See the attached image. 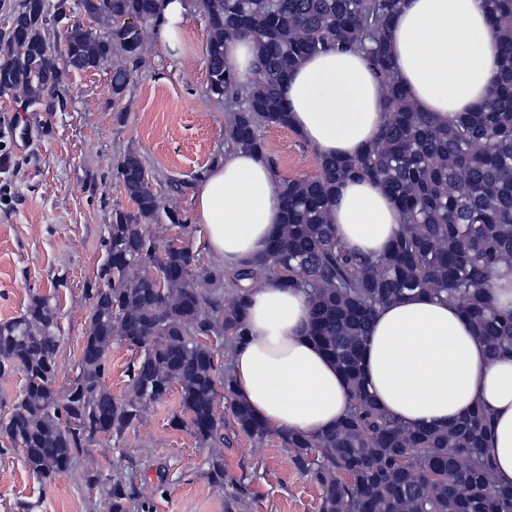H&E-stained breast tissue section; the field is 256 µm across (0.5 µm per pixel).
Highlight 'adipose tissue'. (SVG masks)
<instances>
[{
  "mask_svg": "<svg viewBox=\"0 0 512 512\" xmlns=\"http://www.w3.org/2000/svg\"><path fill=\"white\" fill-rule=\"evenodd\" d=\"M388 46L418 111L444 122L485 100L496 66L485 0H401ZM279 93L291 129L325 157L358 154L383 125V87L356 54L308 58ZM193 203L211 252L230 269L280 229L272 173L255 152L219 155L199 179ZM328 218L348 248L370 257L385 254L401 228L394 199L369 180L339 185ZM310 322L303 289L272 279L249 295L246 335L232 355L234 396L267 430L319 433L348 410L346 381L310 339ZM362 369L377 405L414 428L487 410L495 479L512 486V357L490 359L456 304L411 293L381 309Z\"/></svg>",
  "mask_w": 512,
  "mask_h": 512,
  "instance_id": "ef3b65f1",
  "label": "adipose tissue"
}]
</instances>
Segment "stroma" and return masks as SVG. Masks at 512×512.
<instances>
[{
	"instance_id": "stroma-1",
	"label": "stroma",
	"mask_w": 512,
	"mask_h": 512,
	"mask_svg": "<svg viewBox=\"0 0 512 512\" xmlns=\"http://www.w3.org/2000/svg\"><path fill=\"white\" fill-rule=\"evenodd\" d=\"M205 21L186 12L184 53L170 56L155 30L143 39V62L121 100H113L111 64L66 75L65 110L30 107L31 145L19 151L0 135V320L19 315L35 294L59 300L61 376L71 375L88 331L85 293L105 253L102 241L114 208L132 210L113 175L136 150L159 201L151 232L170 235L169 214L186 220L203 262L218 265L198 224L191 191L173 181H196L226 147L228 114L207 90ZM262 138L281 175H311L315 148L291 129L269 126ZM177 391L150 404L123 438L100 437L64 476L32 474L19 448L0 446V512H110L107 483L131 476L135 502L148 512H319V491L294 465L279 435L229 434L224 444L201 443L181 424ZM224 462V483L209 477L211 459ZM96 483H89V476Z\"/></svg>"
}]
</instances>
